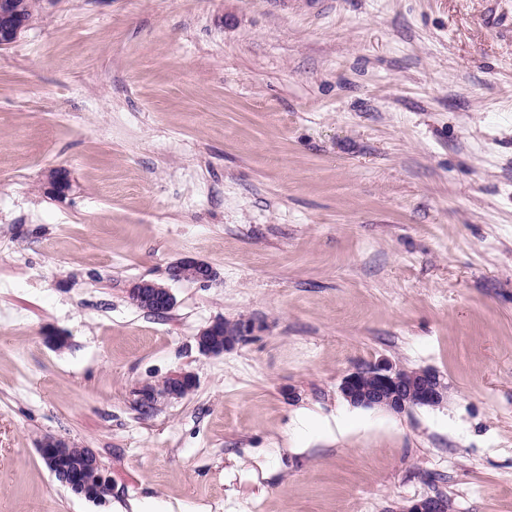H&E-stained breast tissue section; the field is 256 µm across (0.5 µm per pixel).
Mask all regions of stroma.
Instances as JSON below:
<instances>
[{"label":"stroma","instance_id":"1","mask_svg":"<svg viewBox=\"0 0 512 512\" xmlns=\"http://www.w3.org/2000/svg\"><path fill=\"white\" fill-rule=\"evenodd\" d=\"M187 256L217 281L130 302ZM220 317L262 328L201 354ZM382 358L447 403L350 406ZM47 436L95 450L105 504ZM435 495L512 512V0H42L0 48V512ZM129 297L136 307L153 314H164L175 306V297L169 286L155 280L135 282L129 289ZM222 326L223 319L218 318L202 329L196 336L197 347L202 354L207 356H219L225 352H230L240 344L252 338L255 332L262 328V326L257 324L254 320L241 319L238 321V336L224 335V344L217 345L212 341V338L215 337L217 340L221 339L220 333ZM197 387V378L193 372L181 370L169 374L159 385L143 386L137 392L138 402L142 407L149 408L159 394L171 398H183ZM68 448V450H67ZM39 454L46 468L52 474L59 478L60 484L72 491L80 488L81 474L80 472H70L67 475L60 473L58 470V458L67 450L61 464L65 468H76L83 463L85 448H77L71 445L65 439L58 437L44 438L39 444Z\"/></svg>","mask_w":512,"mask_h":512}]
</instances>
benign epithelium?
I'll return each instance as SVG.
<instances>
[{"mask_svg": "<svg viewBox=\"0 0 512 512\" xmlns=\"http://www.w3.org/2000/svg\"><path fill=\"white\" fill-rule=\"evenodd\" d=\"M27 28L26 22L10 10L6 0H0V47L13 44ZM50 190L64 196L70 189L66 173L55 171L49 177ZM168 279L208 285L218 274L209 263L195 257H184L168 268ZM132 303L139 309L164 314L175 306V297L165 283L155 280H139L129 289ZM223 319L218 318L202 329L195 337L198 350L207 356H219L237 348L249 340L261 325L251 319L238 321L239 333L224 337V344L217 345L212 338H220ZM197 387L196 375L181 370L169 374L159 385L144 386L137 391L138 402L148 408L159 394L171 398H183ZM339 391L353 407L379 409L401 413L413 407H439L448 400V383L443 375L431 368L409 369L389 359L357 367L345 374ZM70 443L62 438L48 437L39 444V454L49 472L58 477L60 484L73 491L80 488V472L66 475L58 470V458L66 452ZM86 463L95 473L102 486H109L110 479L101 469L97 454L91 448L86 452ZM396 512H448V501L443 496H427L402 506Z\"/></svg>", "mask_w": 512, "mask_h": 512, "instance_id": "benign-epithelium-1", "label": "benign epithelium"}]
</instances>
